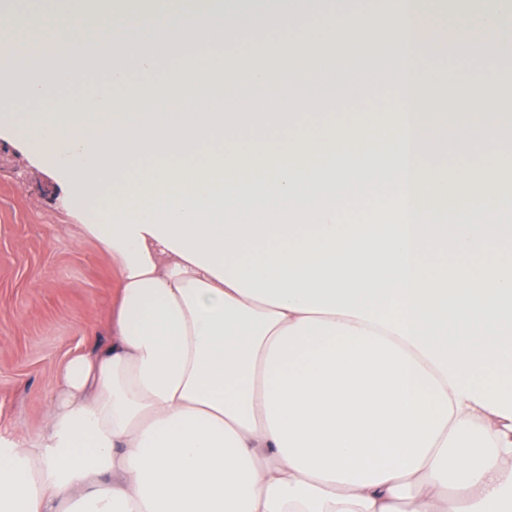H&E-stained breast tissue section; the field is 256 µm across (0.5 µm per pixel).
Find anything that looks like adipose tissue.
Returning <instances> with one entry per match:
<instances>
[{
  "mask_svg": "<svg viewBox=\"0 0 512 512\" xmlns=\"http://www.w3.org/2000/svg\"><path fill=\"white\" fill-rule=\"evenodd\" d=\"M23 138L112 259L110 336L0 440V512H512V277L433 273L420 197L216 117L119 21L10 20ZM75 72L83 89L54 98Z\"/></svg>",
  "mask_w": 512,
  "mask_h": 512,
  "instance_id": "obj_1",
  "label": "adipose tissue"
}]
</instances>
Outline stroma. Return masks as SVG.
Returning a JSON list of instances; mask_svg holds the SVG:
<instances>
[{
  "instance_id": "35a3bbf8",
  "label": "stroma",
  "mask_w": 512,
  "mask_h": 512,
  "mask_svg": "<svg viewBox=\"0 0 512 512\" xmlns=\"http://www.w3.org/2000/svg\"><path fill=\"white\" fill-rule=\"evenodd\" d=\"M324 28L317 13L295 29L272 27L258 40L243 38L224 55L257 57L267 69L279 62L275 48L294 43L320 44ZM448 90L480 80L488 85L512 81V68L495 58L482 67L469 59L431 53L420 61ZM391 86L373 90L360 108L305 112L292 127L271 131L262 145L312 134L357 116L378 120L377 105L394 98ZM260 143L246 141L241 154ZM58 173L35 158L33 149L9 133L0 134V439L34 438L45 427L61 365L72 355L102 344L108 334L114 276L112 260L84 237L78 214L67 208Z\"/></svg>"
}]
</instances>
